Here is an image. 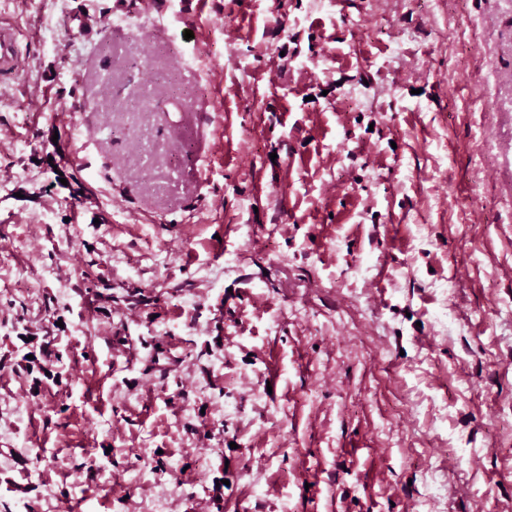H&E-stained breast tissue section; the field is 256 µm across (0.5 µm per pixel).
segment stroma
Segmentation results:
<instances>
[{"mask_svg":"<svg viewBox=\"0 0 512 512\" xmlns=\"http://www.w3.org/2000/svg\"><path fill=\"white\" fill-rule=\"evenodd\" d=\"M1 26L0 512H512V0ZM19 65L14 34L7 29L0 30V71H14Z\"/></svg>","mask_w":512,"mask_h":512,"instance_id":"obj_1","label":"stroma"}]
</instances>
